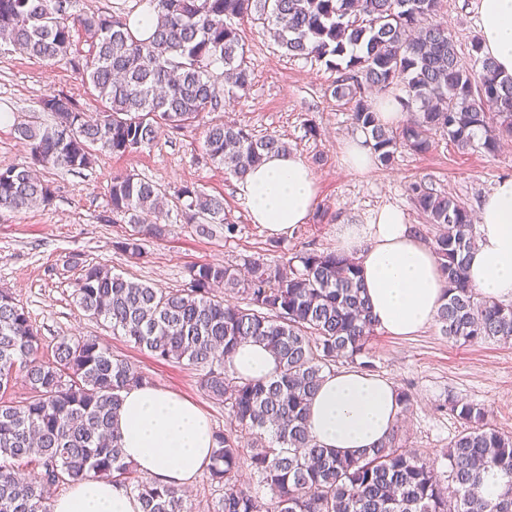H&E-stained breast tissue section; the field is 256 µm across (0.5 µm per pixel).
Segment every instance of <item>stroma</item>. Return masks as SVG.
<instances>
[{"label":"stroma","instance_id":"35a3bbf8","mask_svg":"<svg viewBox=\"0 0 512 512\" xmlns=\"http://www.w3.org/2000/svg\"><path fill=\"white\" fill-rule=\"evenodd\" d=\"M443 15L461 56L478 39L475 0H444ZM237 26L246 44L252 84L245 97L225 112L257 136L273 135L299 154L317 178L319 199L308 223L298 225L283 245L287 253L332 250L336 226L366 223L384 205L400 208L424 241L437 227L424 223L406 188L421 180L436 193L463 200L477 212L481 198L499 179L512 177V140L492 155L479 148L458 149L446 136L433 137L429 152L398 150L392 162L375 164L366 173L349 171L341 161L344 140L360 137L348 105L338 101L330 85L336 78L325 62L289 58L263 28L250 20ZM47 94L73 97L80 108L95 113L99 103L69 65L32 58L0 48V167L29 164V154L15 133L21 122L49 123L40 99ZM130 172L151 179L174 193L195 185L223 198L234 235L212 238L182 223L170 208L169 235L144 238L143 254L132 257L114 249L132 231L123 217L103 222L114 174ZM39 175L56 194L51 204L21 212L0 211V289L12 293L27 311L42 339V355H50L59 336H95L114 354L145 372L154 384L190 398L208 415L213 429L226 423L224 407L200 388V372L188 363L166 362L113 334L109 323L88 317L75 303L74 283L81 266L104 264L114 273L155 288L176 289L188 267L202 262L234 263L243 256L265 257L270 238L252 223L236 179L204 157L198 128L162 131L133 155L99 152L92 167L65 170L42 166ZM367 352L376 375L408 391L413 407L402 415L397 441L430 461L457 434L460 423L446 411L449 399L485 406L496 427L512 431V340L460 345L443 335L437 323L418 334L392 336L375 330Z\"/></svg>","mask_w":512,"mask_h":512}]
</instances>
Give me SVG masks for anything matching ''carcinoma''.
Masks as SVG:
<instances>
[{"label": "carcinoma", "mask_w": 512, "mask_h": 512, "mask_svg": "<svg viewBox=\"0 0 512 512\" xmlns=\"http://www.w3.org/2000/svg\"><path fill=\"white\" fill-rule=\"evenodd\" d=\"M153 2L154 32L136 39L127 17L74 12L76 0H0V44L66 61L101 102L91 116L68 96L41 99L54 122L16 126L31 162L0 168V210L51 203L54 190L32 173L35 166L88 168L97 149L138 153L163 130L195 126L203 113L218 114L202 132L206 159L238 179L268 154L288 151L284 141L221 116L251 87L235 18L262 25L291 57L326 60L337 74L332 95L354 102L353 124L386 165L400 148L428 152L437 132L461 149L478 137L489 154L512 138V76L487 56L462 60L436 21L443 0ZM77 33L84 50L74 43ZM390 87L404 92L398 100L408 110L399 129L381 123L368 100ZM408 192L426 223L439 227L430 246L447 284L435 317L443 334L462 345L511 339L512 304L482 296L468 281L475 244L468 207L422 181ZM177 200L183 222L200 235L235 232L223 199L184 186ZM167 204L161 185L133 173L114 176L107 206L138 225L115 249L139 257L143 238H164ZM268 251L278 257L195 264L178 289L157 290L101 264L82 266L74 285L75 303L88 316L157 359L199 368L201 388L224 404L227 426L214 433L206 469L219 493L209 512H268L242 479L244 468L271 494L274 512H512V433L496 429L473 404H448L461 430L442 453V471L394 436L358 457L316 442L307 424L311 396L340 361L373 371L363 356L375 325L354 261L315 250L288 259L278 240ZM228 295L243 303L224 300ZM246 340L275 355V376L253 382L228 370L225 356ZM41 345L28 312L0 289V512H48L50 488L92 476L137 494L142 512H187L181 489L139 477L114 429L121 391L150 377L93 337L59 336L45 360ZM20 375L32 396L5 398ZM243 430L253 435L248 447L238 436ZM28 468L41 469L40 479L25 477ZM493 470L507 481L488 497L483 476Z\"/></svg>", "instance_id": "1"}]
</instances>
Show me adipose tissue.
Returning <instances> with one entry per match:
<instances>
[{
    "mask_svg": "<svg viewBox=\"0 0 512 512\" xmlns=\"http://www.w3.org/2000/svg\"><path fill=\"white\" fill-rule=\"evenodd\" d=\"M477 15L483 54L512 75V0H478ZM236 188L252 223L274 238L307 223L318 199L316 178L295 153L266 158ZM334 250L358 265L377 328L411 336L434 320L446 283L432 248L399 208L383 206L365 224L337 225ZM468 276L483 296L512 297V178L499 180L479 206ZM227 367L262 381L275 374L277 360L263 344L248 341L234 350ZM399 418L397 388L351 367L324 374L310 402L308 425L320 445L358 456L387 442ZM117 426L125 459L156 484L190 486L212 460L215 440L207 415L190 399L158 385L125 388ZM49 512H141V503L125 487L89 478L54 497Z\"/></svg>",
    "mask_w": 512,
    "mask_h": 512,
    "instance_id": "adipose-tissue-1",
    "label": "adipose tissue"
}]
</instances>
